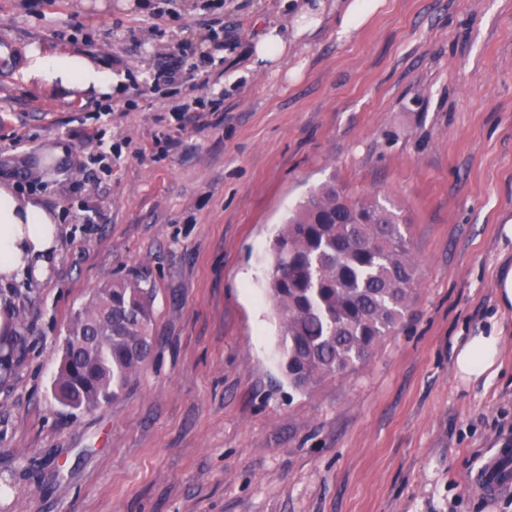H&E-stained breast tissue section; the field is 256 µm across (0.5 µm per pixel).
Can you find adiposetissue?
<instances>
[{
  "label": "adipose tissue",
  "instance_id": "ef3b65f1",
  "mask_svg": "<svg viewBox=\"0 0 512 512\" xmlns=\"http://www.w3.org/2000/svg\"><path fill=\"white\" fill-rule=\"evenodd\" d=\"M26 82L70 92L92 91L111 95L123 79L101 62L72 52L50 54L32 48L23 70ZM56 215L37 197L19 192L15 185H0V280L26 274H48L46 258L57 246ZM501 338L497 331L469 337L456 350L459 376L479 380L498 359Z\"/></svg>",
  "mask_w": 512,
  "mask_h": 512
}]
</instances>
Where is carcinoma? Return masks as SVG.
Segmentation results:
<instances>
[{
	"label": "carcinoma",
	"mask_w": 512,
	"mask_h": 512,
	"mask_svg": "<svg viewBox=\"0 0 512 512\" xmlns=\"http://www.w3.org/2000/svg\"><path fill=\"white\" fill-rule=\"evenodd\" d=\"M268 290L282 315V368L306 390L366 362L410 310L417 269L394 206L326 183L273 246ZM155 289L114 279L76 311L54 379L57 400L90 412L116 399L153 351Z\"/></svg>",
	"instance_id": "1"
}]
</instances>
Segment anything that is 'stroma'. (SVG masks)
<instances>
[{
	"mask_svg": "<svg viewBox=\"0 0 512 512\" xmlns=\"http://www.w3.org/2000/svg\"><path fill=\"white\" fill-rule=\"evenodd\" d=\"M316 29L276 64L269 27ZM337 0H0V181L57 212L51 274L0 282V512H512L472 477L512 449V0H381L336 38ZM125 75L112 96L25 83L31 47ZM181 71L170 82V71ZM204 108L184 111L189 100ZM66 157L44 165L49 147ZM336 181L405 218L408 315L308 391L281 369L271 246ZM156 290L154 352L90 413L55 398L73 312L103 282ZM497 330L498 373L455 348ZM287 48L288 40L278 31V28H271L255 46V62H276Z\"/></svg>",
	"mask_w": 512,
	"mask_h": 512,
	"instance_id": "1",
	"label": "stroma"
}]
</instances>
